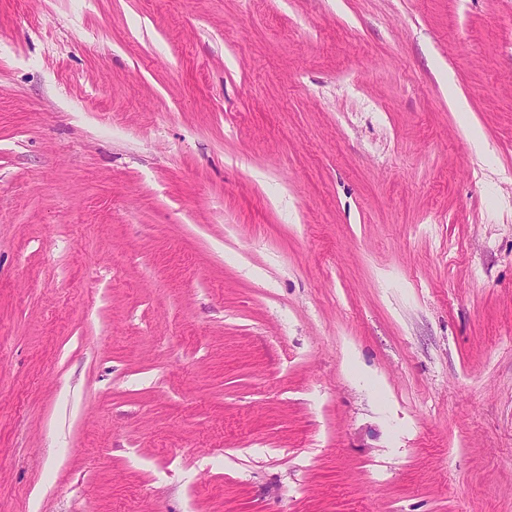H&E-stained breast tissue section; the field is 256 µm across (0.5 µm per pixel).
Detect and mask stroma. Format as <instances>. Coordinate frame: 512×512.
Here are the masks:
<instances>
[{"label": "stroma", "mask_w": 512, "mask_h": 512, "mask_svg": "<svg viewBox=\"0 0 512 512\" xmlns=\"http://www.w3.org/2000/svg\"><path fill=\"white\" fill-rule=\"evenodd\" d=\"M0 512H512V0H0Z\"/></svg>", "instance_id": "35a3bbf8"}]
</instances>
